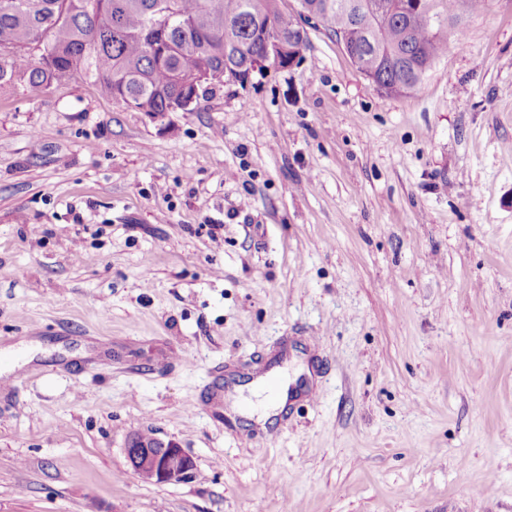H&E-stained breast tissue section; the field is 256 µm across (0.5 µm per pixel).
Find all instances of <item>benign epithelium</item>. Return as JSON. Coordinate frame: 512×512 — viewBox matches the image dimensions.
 <instances>
[{"instance_id":"7a95c632","label":"benign epithelium","mask_w":512,"mask_h":512,"mask_svg":"<svg viewBox=\"0 0 512 512\" xmlns=\"http://www.w3.org/2000/svg\"><path fill=\"white\" fill-rule=\"evenodd\" d=\"M125 455L133 473L145 482L170 483L188 479L194 462L175 444L156 439L144 443L132 436Z\"/></svg>"}]
</instances>
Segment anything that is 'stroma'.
<instances>
[{
    "instance_id": "35a3bbf8",
    "label": "stroma",
    "mask_w": 512,
    "mask_h": 512,
    "mask_svg": "<svg viewBox=\"0 0 512 512\" xmlns=\"http://www.w3.org/2000/svg\"><path fill=\"white\" fill-rule=\"evenodd\" d=\"M464 32L400 95L319 24L189 112L0 88V512H512V0ZM124 451L133 473L145 482H181L194 469L192 458L182 448L160 439L144 443L131 436Z\"/></svg>"
}]
</instances>
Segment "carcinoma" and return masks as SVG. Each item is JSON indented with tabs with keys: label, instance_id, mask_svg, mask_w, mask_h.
Segmentation results:
<instances>
[{
	"label": "carcinoma",
	"instance_id": "cac0c4a2",
	"mask_svg": "<svg viewBox=\"0 0 512 512\" xmlns=\"http://www.w3.org/2000/svg\"><path fill=\"white\" fill-rule=\"evenodd\" d=\"M397 0H300L319 22L357 54V68L390 94L422 83L461 33L465 17L484 0H423L425 17L409 26ZM112 11V29L99 26L95 5ZM167 29V51L147 50L148 23ZM284 44L303 45L294 16L279 0H0V41L18 50L0 65V86L25 83L39 91L62 88L74 67L94 78L103 95L141 112L159 113L168 103L203 86L199 75L224 68L247 76L265 53V25ZM40 51L31 62L27 48Z\"/></svg>",
	"mask_w": 512,
	"mask_h": 512
}]
</instances>
